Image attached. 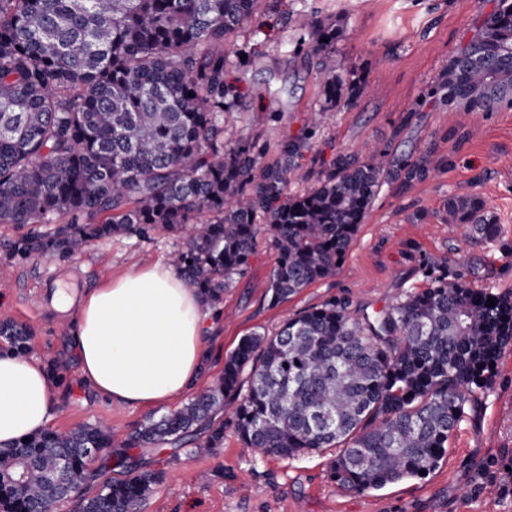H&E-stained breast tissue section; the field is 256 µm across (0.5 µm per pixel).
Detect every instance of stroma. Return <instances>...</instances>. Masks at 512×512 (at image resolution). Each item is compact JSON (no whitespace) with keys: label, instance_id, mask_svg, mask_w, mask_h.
Here are the masks:
<instances>
[{"label":"stroma","instance_id":"stroma-1","mask_svg":"<svg viewBox=\"0 0 512 512\" xmlns=\"http://www.w3.org/2000/svg\"><path fill=\"white\" fill-rule=\"evenodd\" d=\"M497 0H283L259 8L224 51L245 56L230 75L241 103L224 117L228 138L261 134L269 150L304 127L315 134L298 163L325 168L339 152L366 157L373 149L397 154L434 149L436 173L402 189L384 185L375 197L336 275L273 306L266 286L277 254L259 234L250 274L224 295V314L208 337L210 360L194 390L221 375L224 360L254 331L274 332L297 311L336 297L371 313L427 287L425 267L457 244L446 203L453 194L481 196L497 217L502 240L479 243L462 255L474 287L512 293V108L461 120L421 96ZM317 15L336 26V61L343 75L365 85L351 106L319 115V78L293 54L294 21ZM183 244L178 234L112 236L65 259L35 257L14 263L0 278V318L34 333L32 358L42 366L62 360L69 369L52 383L49 429L66 432L105 421L117 437L139 428L159 409L110 403L83 378L74 341V316L54 310L43 286L77 290L155 263L169 264ZM142 469L162 480L136 512H512V346L497 365L491 390L468 409L444 460L425 478L403 480L363 494L333 481L335 449L305 457H264L239 444L232 429L213 454L165 444L134 448Z\"/></svg>","mask_w":512,"mask_h":512}]
</instances>
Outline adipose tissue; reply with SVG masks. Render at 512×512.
Listing matches in <instances>:
<instances>
[{"instance_id": "adipose-tissue-1", "label": "adipose tissue", "mask_w": 512, "mask_h": 512, "mask_svg": "<svg viewBox=\"0 0 512 512\" xmlns=\"http://www.w3.org/2000/svg\"><path fill=\"white\" fill-rule=\"evenodd\" d=\"M56 307L76 310L82 374L118 406L182 396L209 356L200 296L170 265L142 267L76 299L59 292ZM51 409L43 366L0 353V447L46 429Z\"/></svg>"}]
</instances>
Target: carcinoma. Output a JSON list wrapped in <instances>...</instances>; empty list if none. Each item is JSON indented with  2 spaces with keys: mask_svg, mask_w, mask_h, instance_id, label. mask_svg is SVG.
Here are the masks:
<instances>
[{
  "mask_svg": "<svg viewBox=\"0 0 512 512\" xmlns=\"http://www.w3.org/2000/svg\"><path fill=\"white\" fill-rule=\"evenodd\" d=\"M259 2L0 0V224L33 225L11 242L8 262L67 257L104 237L163 228L184 235L175 265L203 306L221 313L264 231L277 253L266 293L275 306L336 274L383 185L406 188L434 173L430 147L416 157L340 152L310 189L284 199L313 131L273 158L257 137L224 140V113L240 100L224 43ZM297 29L295 55L317 57L320 111L349 105L365 87L339 73L336 28L312 16ZM426 96L456 112L512 108V0H497ZM447 210L462 245L500 237L483 198L452 195ZM201 215L206 224L191 230ZM427 276V288L373 314L333 298L272 334L241 338L217 383L119 447L222 448L216 414L230 406L237 440L255 452L339 449L331 476L346 491L435 470L465 406L490 390L491 363L512 344V294L471 287L447 259ZM31 340L27 326L0 320V341L15 356L26 357ZM114 443L96 422L0 447V512H44L69 498ZM116 458L126 474L104 480L80 512H135L161 480L125 453Z\"/></svg>",
  "mask_w": 512,
  "mask_h": 512,
  "instance_id": "1",
  "label": "carcinoma"
}]
</instances>
